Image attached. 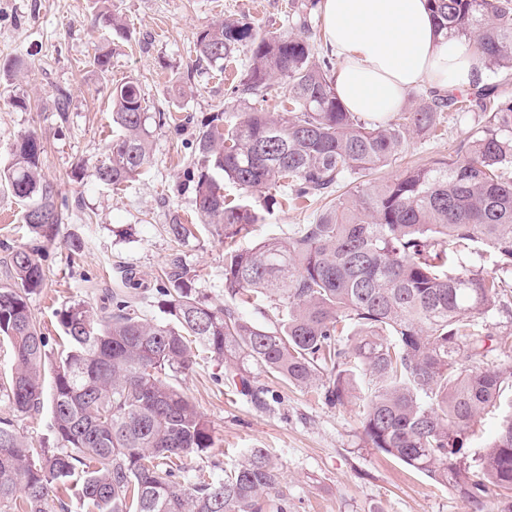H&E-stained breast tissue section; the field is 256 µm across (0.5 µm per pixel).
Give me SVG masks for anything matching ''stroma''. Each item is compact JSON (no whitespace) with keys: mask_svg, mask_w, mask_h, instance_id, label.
I'll return each mask as SVG.
<instances>
[{"mask_svg":"<svg viewBox=\"0 0 512 512\" xmlns=\"http://www.w3.org/2000/svg\"><path fill=\"white\" fill-rule=\"evenodd\" d=\"M127 34L101 35L91 29L97 0H0V167L20 135L34 134L42 148L47 178L65 204L53 242L43 243L45 281L31 308L50 340L48 364L62 342L57 313L83 303L110 307L115 288L135 299L141 315L163 320L157 290L172 254H179L195 295L214 304L224 294V244L214 229L176 243L167 232L174 221L196 223L194 190L184 173L197 161L198 129L219 109L235 105L233 92L248 66L247 53L216 69L197 61L193 34L212 21L243 17L268 33L294 29L289 0H111ZM112 50V67L99 73L87 62L98 45ZM137 79L149 106L150 162L121 191L97 182L92 170L112 137V85ZM65 107H58L59 95ZM473 112L447 113L439 137L412 136L404 160L381 167L392 178L411 164L453 154L477 123ZM305 201L276 208L241 239L252 246L269 235H291L312 223ZM22 207L0 186V285L15 247L32 245L21 221ZM81 245L71 251L70 242ZM225 367L197 359L179 374V388L208 420L214 446L207 459L188 456L185 474L222 476L250 448H264L282 473L264 512H468L449 486L434 482L368 445L355 405L325 402L321 385L293 386L264 369H247L252 390H236Z\"/></svg>","mask_w":512,"mask_h":512,"instance_id":"stroma-1","label":"stroma"}]
</instances>
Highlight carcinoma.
<instances>
[{
    "label": "carcinoma",
    "mask_w": 512,
    "mask_h": 512,
    "mask_svg": "<svg viewBox=\"0 0 512 512\" xmlns=\"http://www.w3.org/2000/svg\"><path fill=\"white\" fill-rule=\"evenodd\" d=\"M437 32L456 38L494 75L512 72V0H428ZM298 32L270 35L227 17L193 36L197 60L224 68L242 48L251 64L239 105L221 110L196 137L187 172L201 221L224 239V294L282 303L274 329L257 327L229 305L199 299L178 254L159 288L163 321L112 295V309L85 304L58 312L67 348L53 369L49 401L55 443L37 455L0 418V512H57L75 485L91 512H261L281 473L262 448L238 466L189 485L177 461L214 446L207 419L174 383L193 365L191 346L219 364H254L289 383H324L331 405L353 403L371 447L455 488L471 512L489 498L512 512V364L472 365L492 352L488 321L512 274V99L499 82L475 84L461 98L433 94L382 122L342 105L330 63L318 57L305 3L294 6ZM98 32H126L105 7ZM288 96L266 105L274 83ZM117 134L96 181L120 190L150 161L147 105L137 81L111 92ZM476 112L475 131L456 155L406 168L382 182L365 177L402 157L411 133L431 135L444 112ZM239 196L224 195L215 174ZM0 182L23 204L35 239L62 223L56 184L42 172L41 146L19 136ZM323 202L315 221L288 238L241 249L237 237L280 205L278 192ZM262 201L258 209L253 198ZM462 247L490 250L498 272L448 269ZM11 283L0 286V342L12 352L0 392L17 414L43 406L48 340L30 308L44 284L39 246L11 251ZM501 414L478 468L465 462L478 418Z\"/></svg>",
    "instance_id": "1"
}]
</instances>
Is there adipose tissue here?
<instances>
[{
  "label": "adipose tissue",
  "mask_w": 512,
  "mask_h": 512,
  "mask_svg": "<svg viewBox=\"0 0 512 512\" xmlns=\"http://www.w3.org/2000/svg\"><path fill=\"white\" fill-rule=\"evenodd\" d=\"M322 17L337 95L359 116L401 110L423 83L448 94L485 77L479 57L436 32L427 0H324Z\"/></svg>",
  "instance_id": "adipose-tissue-1"
}]
</instances>
